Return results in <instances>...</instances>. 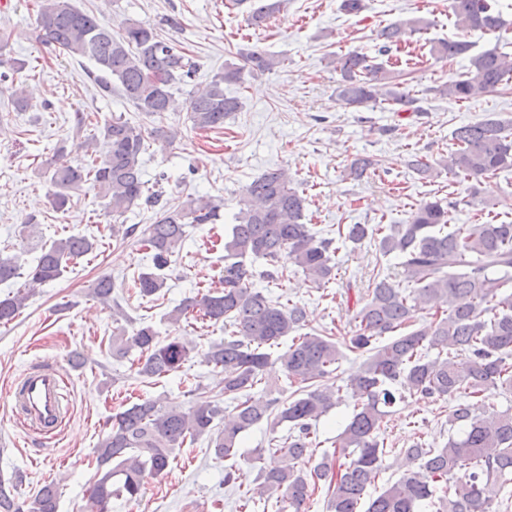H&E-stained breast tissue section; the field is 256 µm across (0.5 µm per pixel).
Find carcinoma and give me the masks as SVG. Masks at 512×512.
Instances as JSON below:
<instances>
[{
  "label": "carcinoma",
  "instance_id": "obj_1",
  "mask_svg": "<svg viewBox=\"0 0 512 512\" xmlns=\"http://www.w3.org/2000/svg\"><path fill=\"white\" fill-rule=\"evenodd\" d=\"M250 2L247 22L260 28L279 14L285 0H228L237 8ZM448 13L465 31L494 34L506 27L496 0H448ZM429 22L419 16L384 26L377 34L378 55L361 51L334 54L329 64L340 75L337 96L350 108L386 102L397 112H419L417 99L405 87L406 69H390L378 57L400 51L408 38L423 32ZM37 27L43 44L94 63L95 80L110 91L112 82L139 114L160 118L172 110L173 86L194 75L196 60L176 45L158 38L154 28L127 21L122 32L100 18L68 3L39 0ZM11 34L0 35V79L23 72L24 59L7 55ZM464 40H438L430 54L437 61L470 55L464 78H450L434 88L441 97L474 100L512 78V57L488 49L470 54ZM242 65L228 63L224 73L194 89L187 112L193 128H224V120L240 109L235 97L224 94V84L241 79L243 69L253 75L274 71L283 60L262 49L239 52ZM101 134L106 152L90 161L72 163L58 156L51 163L49 200L53 209L66 211L72 192L91 184L104 200L107 213L121 217L143 205L157 208L140 241L151 252L152 267L139 273V293L150 297L166 286L165 269L179 254L191 224H213L220 219L222 200L189 194L176 205H159V195L148 192L142 180L141 154L146 142H165L171 134L162 126L148 130L122 116L104 123ZM456 149L430 160L416 156L410 166L422 178L446 171L466 181H479L512 170V121L494 113L455 129ZM376 160L359 155L351 171L361 178L375 170ZM231 235L224 239L222 287L185 299L167 319L178 324L194 314L213 323L231 322L235 330L224 341L209 346L204 361L224 372L223 393L235 402L233 412L214 400L199 398L190 407L167 405L145 398L112 416V430L97 448V479L87 502L88 512H110L114 497L135 500L150 478L167 470L176 449L203 438L219 459L239 455L244 432L265 421L270 429L285 424V440H269L268 461L259 467L248 499L276 498L289 512H305L320 485L327 486L330 512H359L366 490L384 469L386 448L379 431L388 409L403 399L402 392L437 400L458 398L449 422L458 436L441 448L415 442L404 449L408 468L396 482L370 500L366 512H512V413L487 410L474 415L469 397L490 387L512 391V221L464 224L448 228L449 204L424 200L404 224H348L338 238L318 235L305 223L306 198L292 186L282 168L270 169L243 189ZM378 244L382 256L395 255L403 284L375 278L356 312V330L337 338L309 327L305 306L283 307L254 288L256 277L277 280L291 264L320 286L336 276L335 243ZM97 241L71 234L40 247L39 256L21 274L11 258L0 257V283L25 277L23 288L0 299V323L11 322L37 288L57 280L77 259L93 253ZM263 259L270 269L256 271ZM114 283L108 276L95 281L91 295L103 304L112 301ZM439 304L432 321L414 328L415 312ZM288 348L273 349L285 337ZM112 357L138 352L137 375L152 378L176 372L189 358L182 342L162 340L153 326L112 331ZM366 356L362 370L350 383L357 399L355 412L339 434L336 447L342 462L312 453V426L342 400L341 387L328 383L343 350ZM437 351L429 358L427 351ZM281 365L289 385L288 399L268 398L253 390L263 381L271 362ZM445 482L442 495L436 483ZM0 512H57V487L46 483L35 497L20 500L15 485L0 478Z\"/></svg>",
  "mask_w": 512,
  "mask_h": 512
}]
</instances>
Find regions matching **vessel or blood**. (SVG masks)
<instances>
[{
	"label": "vessel or blood",
	"instance_id": "b4317fda",
	"mask_svg": "<svg viewBox=\"0 0 512 512\" xmlns=\"http://www.w3.org/2000/svg\"><path fill=\"white\" fill-rule=\"evenodd\" d=\"M61 383L52 370L30 372L12 392L15 408L37 429L54 432L63 415Z\"/></svg>",
	"mask_w": 512,
	"mask_h": 512
}]
</instances>
